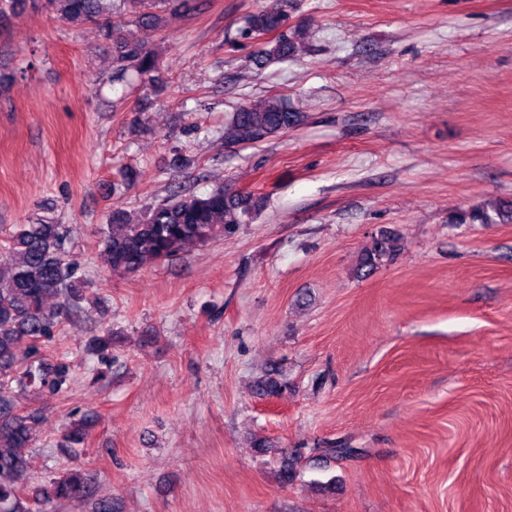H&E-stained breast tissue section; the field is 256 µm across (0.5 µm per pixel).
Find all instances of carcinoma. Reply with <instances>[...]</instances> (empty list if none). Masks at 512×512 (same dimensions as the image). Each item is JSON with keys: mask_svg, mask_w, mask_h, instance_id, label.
I'll list each match as a JSON object with an SVG mask.
<instances>
[{"mask_svg": "<svg viewBox=\"0 0 512 512\" xmlns=\"http://www.w3.org/2000/svg\"><path fill=\"white\" fill-rule=\"evenodd\" d=\"M196 0H0V20L27 10L45 12L74 26L93 24L112 41V72L107 82L126 86L135 76L159 82L154 48L134 38L112 17H126L136 27L160 28L165 15H185ZM242 35L258 50L253 64L285 60L298 52L289 26L288 0L251 15ZM302 114L283 96L240 104L224 120V142L252 145L296 127ZM264 201L250 192L219 186L198 195L178 191L140 213L112 211L99 231L100 252L112 272H137L232 233L261 210ZM70 229L49 216L12 226L0 237V512H42L41 503L82 498L86 482L78 470L65 473L29 499L24 496L31 472V452L45 416L38 408L18 410V397L66 390L70 365L64 359H41L51 341L78 308L80 279L67 262ZM395 252L393 241L380 239L365 253L362 266L371 272ZM283 384L268 375L259 380L257 394L274 397ZM86 426L77 424L62 434L68 448H80Z\"/></svg>", "mask_w": 512, "mask_h": 512, "instance_id": "cac0c4a2", "label": "carcinoma"}]
</instances>
